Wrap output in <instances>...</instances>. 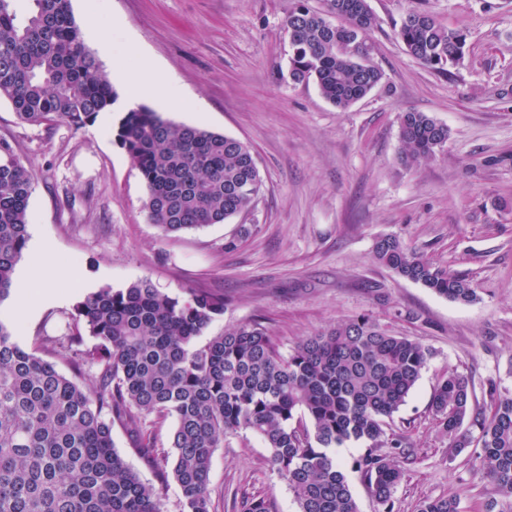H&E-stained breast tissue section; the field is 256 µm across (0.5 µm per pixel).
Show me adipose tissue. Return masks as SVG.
Instances as JSON below:
<instances>
[{
    "label": "adipose tissue",
    "instance_id": "adipose-tissue-1",
    "mask_svg": "<svg viewBox=\"0 0 512 512\" xmlns=\"http://www.w3.org/2000/svg\"><path fill=\"white\" fill-rule=\"evenodd\" d=\"M86 36L94 40L102 56L112 61V80L123 87L125 103L134 106L145 100L155 101L163 108H180L185 95L177 80L160 67L147 61L141 46L136 42L125 43L123 51H115L107 34L103 31L95 5L86 8ZM52 254L50 242L40 246L39 259L26 275L13 286L12 313L15 319L29 316L35 302H52L62 299L60 280L63 269L49 263Z\"/></svg>",
    "mask_w": 512,
    "mask_h": 512
}]
</instances>
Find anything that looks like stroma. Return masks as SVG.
I'll list each match as a JSON object with an SVG mask.
<instances>
[{
  "mask_svg": "<svg viewBox=\"0 0 512 512\" xmlns=\"http://www.w3.org/2000/svg\"><path fill=\"white\" fill-rule=\"evenodd\" d=\"M379 26L368 38L384 78L345 110L315 84L282 79L291 52L285 20L295 0H96L100 23L125 26L114 46L138 40L183 86L166 117L251 146L263 186L252 207L221 224L163 235L143 209L146 183L107 125L19 121L0 100V141L34 173L23 275L38 241L82 281L83 294L150 280L160 291L223 293L207 336L258 322L281 354L304 338L362 314L430 345L435 355L394 416L415 448L393 495V512L459 494L461 512H482L494 485L474 476L429 409L448 371L467 377L489 408V385L512 392V0H369ZM424 6L464 30L461 62L439 73L408 55L394 24ZM423 112L448 128L437 155L413 167L399 154L398 118ZM398 237L434 263L465 275L475 301L458 303L380 264L377 241ZM0 302V322L22 349L72 375L73 303L38 309L23 323ZM270 451L251 433L225 438L210 469L213 512H240L261 496L272 512H297Z\"/></svg>",
  "mask_w": 512,
  "mask_h": 512,
  "instance_id": "35a3bbf8",
  "label": "stroma"
}]
</instances>
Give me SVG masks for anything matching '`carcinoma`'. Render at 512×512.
<instances>
[{"mask_svg": "<svg viewBox=\"0 0 512 512\" xmlns=\"http://www.w3.org/2000/svg\"><path fill=\"white\" fill-rule=\"evenodd\" d=\"M16 0H0V99L19 120L94 123L118 100L108 74L87 46L71 0H31L17 21ZM285 25L292 54L288 78L315 82L322 97L345 110L382 80L369 59L378 18L368 0H325L310 9L297 0ZM406 52L445 72L457 64L463 31L441 25L429 12L409 8L395 25ZM401 159L417 165L441 151L448 128L424 112L399 117ZM116 141L147 184L144 209L166 235L222 224L247 209L262 180L245 142L164 118L139 106L124 112ZM33 174L0 142V300L28 240ZM376 257L398 276L448 300H476L470 281L396 237L376 245ZM224 295L190 289L171 297L149 280L102 288L75 306L62 345L76 355L73 369L98 370L88 385L23 350L0 323V512H163L159 489L143 482L115 451L112 422L135 437L139 454L155 458L145 418H171V456L161 483L173 479L183 512H210L209 473L224 438L248 431L270 449V463L288 483L297 512H360L345 468L391 512L409 458L410 442L392 428L433 350L383 328L368 315L303 338L283 356L271 334L253 323L197 343ZM92 339L88 345L85 338ZM491 415L472 403L467 378L454 371L434 388L430 409L448 457L479 433L470 456L474 474L489 478L508 508L496 500L484 512H512V393L490 385ZM360 445L346 464L336 449ZM418 512H460L459 497L426 499Z\"/></svg>", "mask_w": 512, "mask_h": 512, "instance_id": "1", "label": "carcinoma"}]
</instances>
